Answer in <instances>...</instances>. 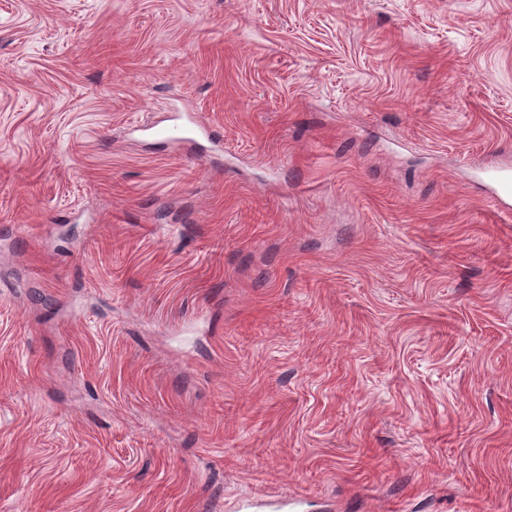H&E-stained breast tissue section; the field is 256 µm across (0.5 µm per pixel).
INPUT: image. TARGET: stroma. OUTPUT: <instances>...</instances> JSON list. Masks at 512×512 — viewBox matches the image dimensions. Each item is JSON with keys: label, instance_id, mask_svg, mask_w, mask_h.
<instances>
[{"label": "stroma", "instance_id": "1", "mask_svg": "<svg viewBox=\"0 0 512 512\" xmlns=\"http://www.w3.org/2000/svg\"><path fill=\"white\" fill-rule=\"evenodd\" d=\"M506 165L512 0H0V512H512Z\"/></svg>", "mask_w": 512, "mask_h": 512}]
</instances>
